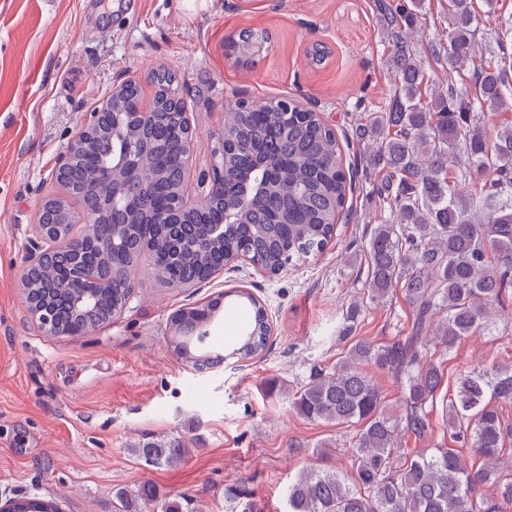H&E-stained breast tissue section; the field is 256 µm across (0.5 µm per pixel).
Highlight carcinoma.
I'll use <instances>...</instances> for the list:
<instances>
[{
    "label": "carcinoma",
    "mask_w": 512,
    "mask_h": 512,
    "mask_svg": "<svg viewBox=\"0 0 512 512\" xmlns=\"http://www.w3.org/2000/svg\"><path fill=\"white\" fill-rule=\"evenodd\" d=\"M394 85L389 99L360 116V139L371 142L369 165L389 176L382 198L387 217L366 244L364 282L372 303H380L403 283L416 312L410 336L391 344L349 337L346 352L330 369H315L291 396L293 410L310 422L359 426L352 471L306 469L288 484L289 512H506L512 505V473L496 463L505 444L500 407L512 403V365L471 368L460 374L457 390L443 402L442 425L450 440L470 448L481 464L442 444L431 451L408 448V439L431 434L430 415L444 383V371L429 352L444 354L484 329L503 294L512 286V120L488 124L487 112H512V31L497 38L498 53L478 48L475 0H446L448 28L429 45L446 72L436 84L418 64L408 37L427 14L426 0H387ZM265 36L239 32L230 51L245 63ZM154 92L146 100L137 83L125 90L117 111L125 127L138 126V113L156 112L145 131L151 144L148 167L161 178L144 197L151 209L166 207L185 181L186 161L175 152L176 76L152 72ZM112 116L69 168L68 197L42 206L41 223L60 234L71 232L74 205L98 210L103 222L95 235H112V207L98 193L100 172L112 159ZM225 132L247 144L228 153L224 203H215L201 224H132L112 249L88 247L83 260L105 285L97 307L84 315L74 308L65 268L67 252H53L29 278V292L51 305L55 323L91 331L117 314L131 295L126 265L143 250L165 265L179 282L202 280L211 270L233 266L242 254L276 276L293 261L321 252L332 239L347 190L333 131L316 113L281 102L262 111L239 107L229 113ZM272 161L267 174L274 188L238 224H225L224 209L235 202L237 175L255 167L253 147ZM224 224V240L197 251L194 244L213 224ZM250 313V323L230 353L194 344L199 329L214 319V298L170 322L177 354L203 371L231 356L250 360L267 347L271 327L248 292L234 294ZM390 373L400 391L402 412H386L385 396L369 369ZM187 452L176 439L159 437L135 449L151 466L170 465ZM490 484L495 492H481ZM116 512H153L154 485L144 483L115 493Z\"/></svg>",
    "instance_id": "cac0c4a2"
}]
</instances>
